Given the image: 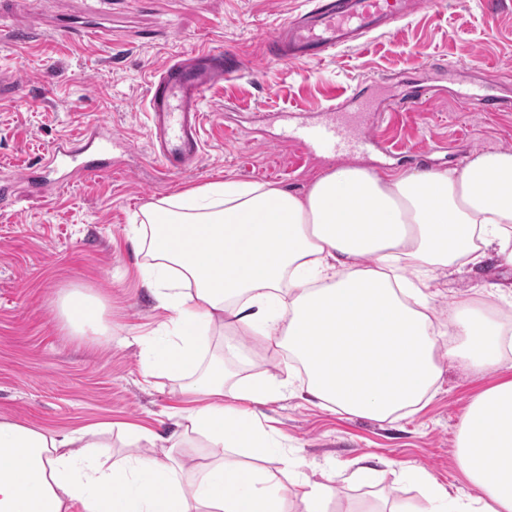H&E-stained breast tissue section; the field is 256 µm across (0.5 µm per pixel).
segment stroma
Masks as SVG:
<instances>
[{
  "label": "stroma",
  "mask_w": 512,
  "mask_h": 512,
  "mask_svg": "<svg viewBox=\"0 0 512 512\" xmlns=\"http://www.w3.org/2000/svg\"><path fill=\"white\" fill-rule=\"evenodd\" d=\"M307 7L308 0H0V23L35 36L22 48L0 40V179L35 166L57 137L77 136L102 116L123 168L45 200L17 182L0 199V421L50 431L99 422L171 430V413L184 405L179 380L141 373L139 342L163 318L139 275L148 257L130 235L142 207L227 179L300 193L340 164L460 166L483 150H512V0L428 4L320 61L266 55L264 37ZM88 22L111 30V43L56 35ZM204 45L224 47L241 69L206 95L195 166L158 174L143 108L148 83L172 58ZM477 86L500 99L502 111H471L459 101L460 90ZM357 95L398 98L406 108L355 130L361 145L351 153L282 138L284 126L323 120L330 101L349 106ZM367 134L389 153L363 143ZM479 288L512 291V268L488 258L437 270L428 288L436 323L447 325L454 302ZM74 290L105 300L108 333L88 340L62 328L56 304ZM216 355L242 380L283 375L290 363L286 351L247 336H210L204 356ZM505 378L512 357L481 375L445 363L427 402L393 420L350 417L298 394L259 413L306 472L360 460L385 472L423 469L450 493H469L455 461L461 418Z\"/></svg>",
  "instance_id": "1"
}]
</instances>
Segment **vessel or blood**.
Returning a JSON list of instances; mask_svg holds the SVG:
<instances>
[{
	"instance_id": "vessel-or-blood-1",
	"label": "vessel or blood",
	"mask_w": 512,
	"mask_h": 512,
	"mask_svg": "<svg viewBox=\"0 0 512 512\" xmlns=\"http://www.w3.org/2000/svg\"><path fill=\"white\" fill-rule=\"evenodd\" d=\"M419 0H314L303 16L289 20L282 35L266 38L269 55L322 60L382 24L409 17ZM60 38L108 41L109 30L98 26L63 28ZM238 70L236 59L223 50L207 48L186 59L171 60L149 83L145 101L152 149L165 174L187 169L202 148V104L207 92ZM287 138L309 146L338 147L348 142L343 123L319 122L286 128ZM112 163V125L102 117L76 137L52 143L46 163L29 168L22 180L38 197L48 188L115 172Z\"/></svg>"
}]
</instances>
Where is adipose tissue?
<instances>
[{"mask_svg": "<svg viewBox=\"0 0 512 512\" xmlns=\"http://www.w3.org/2000/svg\"><path fill=\"white\" fill-rule=\"evenodd\" d=\"M131 235L152 258L142 278L166 317L146 341L144 378L181 380L195 406L160 435L128 425L138 446L110 465L111 424L69 432L0 421V512H330L328 465L307 474L279 450L256 407L286 396L292 377L237 383L220 358L203 361L212 329L288 351L309 402L349 416L411 414L443 372L444 359L481 373L512 353V330L488 292L460 299L447 350L426 292L436 270L476 266L487 254L512 267V151L487 150L463 166L377 171L342 166L296 194L271 183H209L149 204ZM65 327L104 334V304L73 291ZM236 405L224 407V395ZM205 461L183 477L185 449ZM278 455L280 469L257 467ZM477 492L454 496L422 469L404 471L424 512H512V379L468 405L455 451Z\"/></svg>", "mask_w": 512, "mask_h": 512, "instance_id": "ef3b65f1", "label": "adipose tissue"}]
</instances>
